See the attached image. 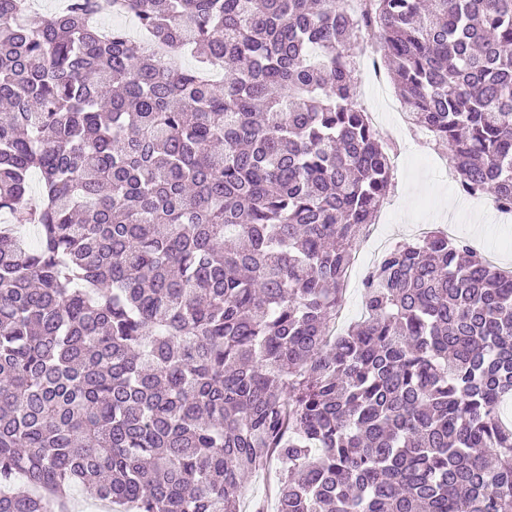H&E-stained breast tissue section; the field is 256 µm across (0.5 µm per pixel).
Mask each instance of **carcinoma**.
I'll use <instances>...</instances> for the list:
<instances>
[{
    "label": "carcinoma",
    "mask_w": 512,
    "mask_h": 512,
    "mask_svg": "<svg viewBox=\"0 0 512 512\" xmlns=\"http://www.w3.org/2000/svg\"><path fill=\"white\" fill-rule=\"evenodd\" d=\"M26 3L0 0V213L39 235L0 225V512H242L274 464L273 512H512V270L432 231L331 335L393 189L347 47L379 29L462 190L512 208V0Z\"/></svg>",
    "instance_id": "obj_1"
}]
</instances>
